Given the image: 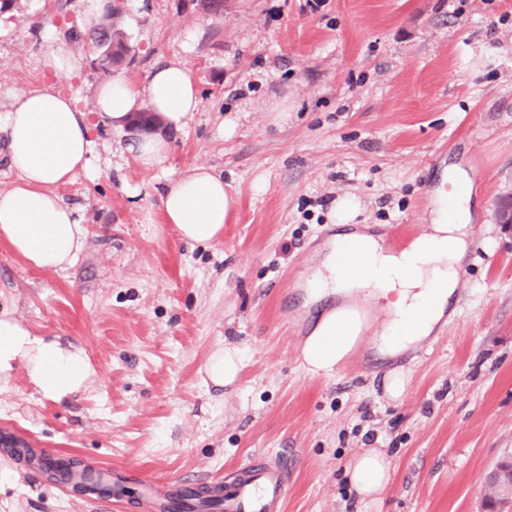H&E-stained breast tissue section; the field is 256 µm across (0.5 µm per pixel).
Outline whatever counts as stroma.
I'll return each mask as SVG.
<instances>
[{"label":"stroma","instance_id":"stroma-1","mask_svg":"<svg viewBox=\"0 0 512 512\" xmlns=\"http://www.w3.org/2000/svg\"><path fill=\"white\" fill-rule=\"evenodd\" d=\"M145 82L178 63L202 101L148 171L125 134L93 123L92 170L58 193L87 229L64 270L30 267L0 241V310L38 334L82 348L86 390L42 398L19 366L0 385V512H161L140 480L231 481L257 452L284 453L283 512H480L483 476L512 450V233L494 201L512 187V0H114ZM90 0H20L0 16V106L47 80V26L86 58L57 80L91 111L107 73L82 16ZM235 199L210 246L165 223L169 179L195 165ZM457 165L474 203L467 251L448 314L400 360L357 349L330 377L301 365L324 303L304 283L332 234L339 197L359 201L357 227L425 233L442 168ZM244 354L235 385L206 390L223 347ZM401 371L404 395L387 398ZM38 453L116 466L133 477L121 507L77 496L19 460L7 440ZM364 448L391 461L375 500L347 466Z\"/></svg>","mask_w":512,"mask_h":512}]
</instances>
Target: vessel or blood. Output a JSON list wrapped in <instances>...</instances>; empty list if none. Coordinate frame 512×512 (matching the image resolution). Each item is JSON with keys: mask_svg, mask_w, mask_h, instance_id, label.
Listing matches in <instances>:
<instances>
[{"mask_svg": "<svg viewBox=\"0 0 512 512\" xmlns=\"http://www.w3.org/2000/svg\"><path fill=\"white\" fill-rule=\"evenodd\" d=\"M288 494V459L258 453L243 478L224 488V512H275Z\"/></svg>", "mask_w": 512, "mask_h": 512, "instance_id": "b4317fda", "label": "vessel or blood"}]
</instances>
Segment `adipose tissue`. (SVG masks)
<instances>
[{"label":"adipose tissue","mask_w":512,"mask_h":512,"mask_svg":"<svg viewBox=\"0 0 512 512\" xmlns=\"http://www.w3.org/2000/svg\"><path fill=\"white\" fill-rule=\"evenodd\" d=\"M201 106L191 72L177 65L153 69L145 83L123 73L102 83L95 113L106 127L120 131L135 112L157 113L161 129L129 142L143 169L159 166L169 145L165 131L179 130ZM0 136L16 181L0 190V241L29 265L41 270L71 265L82 251L85 229L58 196V186L90 169V125L76 97L46 86L21 90L0 110ZM453 189L433 200L429 232L399 251L360 233L337 235L321 264L306 281L312 299L336 295L340 302L323 313L305 338L302 367L313 376H332L353 354L372 327L369 290L384 298L387 322L377 338L379 349L394 355L429 335L458 284L472 220L470 193H457L463 177L449 172ZM166 223L197 245L221 239L234 200L221 177L194 166L170 180L160 197ZM28 368L29 382L44 399L60 402L79 392L92 374L84 351L34 335L9 313H0V382L18 365ZM347 472L362 497L379 496L390 478V463L377 449L355 455Z\"/></svg>","instance_id":"adipose-tissue-1"}]
</instances>
